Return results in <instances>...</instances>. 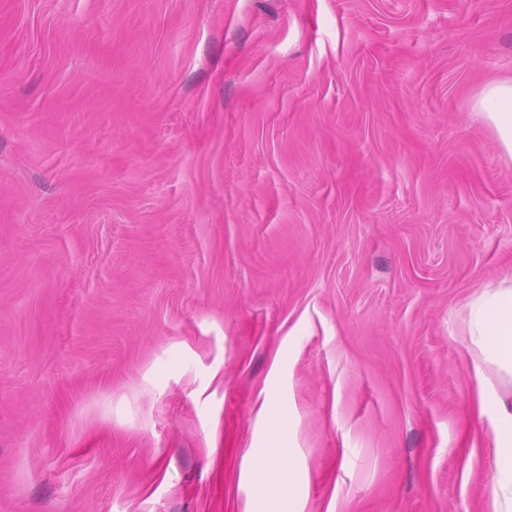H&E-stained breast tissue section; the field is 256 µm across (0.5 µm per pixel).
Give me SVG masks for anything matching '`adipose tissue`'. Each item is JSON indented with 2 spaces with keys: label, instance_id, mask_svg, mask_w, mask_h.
<instances>
[{
  "label": "adipose tissue",
  "instance_id": "obj_1",
  "mask_svg": "<svg viewBox=\"0 0 512 512\" xmlns=\"http://www.w3.org/2000/svg\"><path fill=\"white\" fill-rule=\"evenodd\" d=\"M492 129L505 156L512 159V76L488 82L473 103ZM467 333L478 367L484 370L481 403L500 416L489 472L492 512H512V409L502 398L512 390V284L481 289L469 303Z\"/></svg>",
  "mask_w": 512,
  "mask_h": 512
}]
</instances>
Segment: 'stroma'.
Listing matches in <instances>:
<instances>
[{"label":"stroma","mask_w":512,"mask_h":512,"mask_svg":"<svg viewBox=\"0 0 512 512\" xmlns=\"http://www.w3.org/2000/svg\"><path fill=\"white\" fill-rule=\"evenodd\" d=\"M511 75L512 0H0V512H491ZM492 129L502 153L512 160V76L488 82L473 103ZM286 453L287 448H269L258 458L255 468L260 475L258 482L261 486L281 488L286 484L282 477Z\"/></svg>","instance_id":"35a3bbf8"}]
</instances>
